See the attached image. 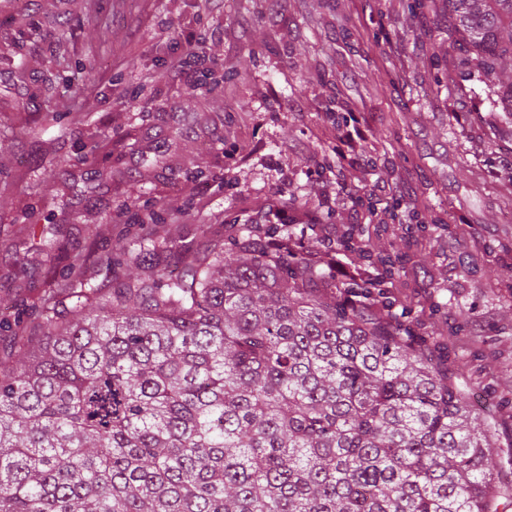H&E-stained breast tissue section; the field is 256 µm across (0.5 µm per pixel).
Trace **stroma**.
<instances>
[{
  "label": "stroma",
  "mask_w": 512,
  "mask_h": 512,
  "mask_svg": "<svg viewBox=\"0 0 512 512\" xmlns=\"http://www.w3.org/2000/svg\"><path fill=\"white\" fill-rule=\"evenodd\" d=\"M413 0H7L0 26V319L30 318L63 267L51 240L101 257L140 238L201 245L237 219L335 246L349 266L399 250L384 288L442 347L500 453L512 512V132L491 136L481 78L452 55L443 18ZM80 21L74 38L62 25ZM196 52L191 81L167 72ZM367 132L357 161L343 138ZM90 153L87 164L74 160ZM302 201L296 225L288 202ZM431 210L442 228L411 230ZM66 212L46 230L45 215Z\"/></svg>",
  "instance_id": "stroma-1"
}]
</instances>
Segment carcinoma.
<instances>
[{
    "label": "carcinoma",
    "mask_w": 512,
    "mask_h": 512,
    "mask_svg": "<svg viewBox=\"0 0 512 512\" xmlns=\"http://www.w3.org/2000/svg\"><path fill=\"white\" fill-rule=\"evenodd\" d=\"M456 64L512 124V0H441ZM178 256L175 273L154 261ZM0 345V512H492L494 435L411 326L250 224L143 239ZM117 266L129 273L112 275Z\"/></svg>",
    "instance_id": "carcinoma-1"
}]
</instances>
